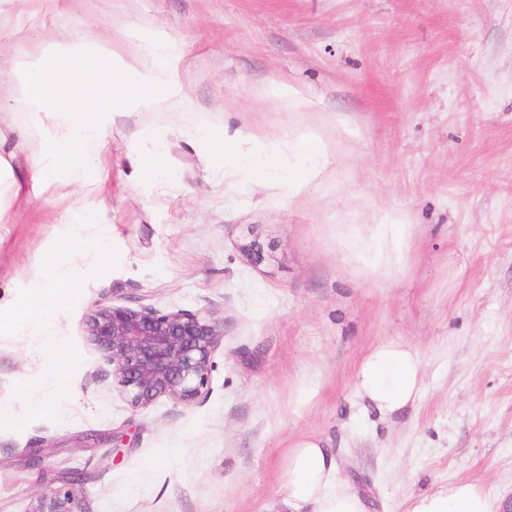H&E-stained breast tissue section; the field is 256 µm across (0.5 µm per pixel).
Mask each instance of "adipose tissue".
<instances>
[{
    "label": "adipose tissue",
    "instance_id": "ef3b65f1",
    "mask_svg": "<svg viewBox=\"0 0 512 512\" xmlns=\"http://www.w3.org/2000/svg\"><path fill=\"white\" fill-rule=\"evenodd\" d=\"M176 54L173 40H157L141 55L125 57L96 39L84 45L81 75L90 86L85 96L73 90L74 75L68 57H60L51 72L35 69L19 108L38 116L45 128L38 160L32 167L34 188L46 189L60 169L79 171L87 162L102 160L115 107L131 102L153 107L178 98L182 87L169 61ZM329 148L321 138L288 142L275 153H251L249 173L256 178L277 175L289 184L316 179L327 161ZM106 200H99L84 226L76 227L62 250L45 256L38 274L24 287L16 321L31 327L52 322L77 296L74 269L87 254L103 259L112 251L110 228L104 221ZM410 236L406 224H379L363 246L362 257L374 271L381 270L384 250L401 253ZM424 356L412 345L387 342L373 348L360 363L354 378L365 412L386 420L416 405L422 383ZM282 494L277 512H369L367 493L343 480L335 449L328 439H300L282 464ZM501 504L477 482L463 480L448 489L412 496L406 512H499Z\"/></svg>",
    "mask_w": 512,
    "mask_h": 512
}]
</instances>
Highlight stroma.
<instances>
[{"instance_id":"35a3bbf8","label":"stroma","mask_w":512,"mask_h":512,"mask_svg":"<svg viewBox=\"0 0 512 512\" xmlns=\"http://www.w3.org/2000/svg\"><path fill=\"white\" fill-rule=\"evenodd\" d=\"M160 36L179 48L183 96L115 114L100 187L63 171L0 199L5 315L99 199L112 225L111 257L77 269L55 322L0 329V402L17 418L0 429V512H34L71 470L89 512H270L284 456L311 435L333 439L373 512L460 480L511 508L512 0H32L20 17L0 0V110L26 135L4 144L14 171L43 138L13 106L33 65L63 45L78 71L87 39L134 55ZM253 133L269 152L318 135L330 161L299 187L211 166V138L248 150ZM148 149L164 161L152 180L137 171ZM398 220L409 240L368 276L364 240ZM104 298L207 314L222 337L206 396L133 410L82 333ZM387 341L425 356L420 398L393 420L366 415L354 387Z\"/></svg>"}]
</instances>
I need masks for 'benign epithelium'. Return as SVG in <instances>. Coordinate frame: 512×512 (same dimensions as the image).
Instances as JSON below:
<instances>
[{
	"mask_svg": "<svg viewBox=\"0 0 512 512\" xmlns=\"http://www.w3.org/2000/svg\"><path fill=\"white\" fill-rule=\"evenodd\" d=\"M84 336L112 366V379L129 406L145 410L161 398L196 403L209 390L211 357L222 333L204 314L100 303L82 323ZM71 488L39 499L33 512H90Z\"/></svg>",
	"mask_w": 512,
	"mask_h": 512,
	"instance_id": "1",
	"label": "benign epithelium"
}]
</instances>
